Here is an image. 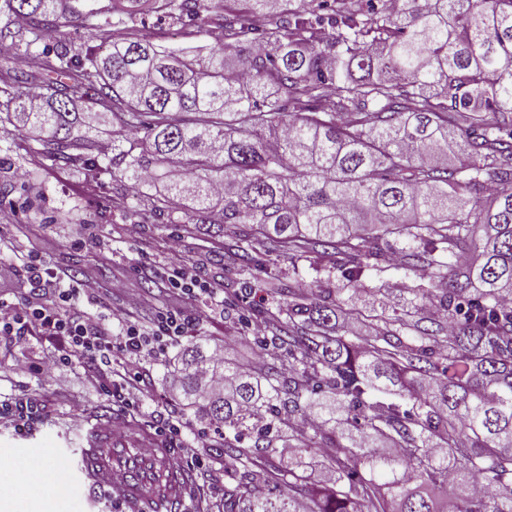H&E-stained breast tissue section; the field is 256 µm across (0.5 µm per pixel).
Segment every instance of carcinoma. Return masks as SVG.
Listing matches in <instances>:
<instances>
[{"label": "carcinoma", "mask_w": 512, "mask_h": 512, "mask_svg": "<svg viewBox=\"0 0 512 512\" xmlns=\"http://www.w3.org/2000/svg\"><path fill=\"white\" fill-rule=\"evenodd\" d=\"M246 2L152 0L188 37L207 13L224 43L203 53L144 37L141 0H0V57L48 77L0 69V136L37 129L45 165L117 190L166 180L154 210L190 234L236 228L252 276L268 240L334 263L354 291L393 262L436 270L413 292L445 328L416 304L355 342L341 302L290 288L287 313L266 312L262 368L183 349L176 393L224 429L241 481L224 512H512V0ZM66 16L89 41L48 47ZM391 237L406 238L395 255ZM209 367L224 392L200 390ZM321 443L333 478L319 484Z\"/></svg>", "instance_id": "1"}]
</instances>
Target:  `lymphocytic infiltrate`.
<instances>
[{
    "mask_svg": "<svg viewBox=\"0 0 512 512\" xmlns=\"http://www.w3.org/2000/svg\"><path fill=\"white\" fill-rule=\"evenodd\" d=\"M170 254V261L162 273L167 287L180 296L203 294L216 303H223V284L201 279L192 273L179 241H172ZM21 265L26 267L33 287L49 285L56 287L57 292L52 300L43 304L0 301V335L26 336L35 331L49 339L63 340V348L44 351L38 362L24 360L18 365L19 371H34L41 385H57L64 367L85 355L100 353L104 356L100 372L102 389L113 402L129 405L128 390L136 382L137 374L128 360L142 349L145 335L175 341L186 335L193 324L184 309H162L157 311L151 330L146 332L128 318L124 310L116 309L112 312V321L120 331L115 335L108 333L99 322L82 315L80 310V301L93 293L94 282L62 286L56 273L45 268L35 255L29 254L19 265L0 262V286L11 282Z\"/></svg>",
    "mask_w": 512,
    "mask_h": 512,
    "instance_id": "lymphocytic-infiltrate-1",
    "label": "lymphocytic infiltrate"
}]
</instances>
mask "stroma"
Returning <instances> with one entry per match:
<instances>
[{"mask_svg": "<svg viewBox=\"0 0 512 512\" xmlns=\"http://www.w3.org/2000/svg\"><path fill=\"white\" fill-rule=\"evenodd\" d=\"M30 136L16 135L0 141V187L10 192L9 202L0 206V258L35 253L42 264L67 282L84 276L97 288L85 310L89 317L108 319L116 307L141 325L151 324L156 308H183L192 318L187 336L177 341L151 340L131 360L139 382L131 391L133 408L109 404L92 380L87 363L66 368L60 385L45 387L29 374L17 371L19 360L41 357L45 342L28 336H0V401H30L33 418L25 429H18L14 418H0V460L23 464L32 479L19 512H32V506L51 496L55 512H132L129 505L105 500L87 504L82 479L74 468L78 423L86 412L109 405L111 415L124 419L122 429L129 442L150 447L157 425L181 423L185 440L173 458L190 465L198 457L199 467H191L197 484L211 506L224 503V457L218 451L222 432L198 419L176 398L172 371L180 352L194 342L206 339L227 361L250 362L252 353L238 345V338L250 334L251 324L264 320L266 310L285 304L288 291L301 289L323 302L344 300L346 306L369 309L378 298L345 290L336 269L314 271L305 263H291L283 248L269 244L273 282L251 281L230 261L229 254L239 243L238 232L226 228L223 235L203 236L177 232L168 216L155 213L150 192L115 191L108 184H92L77 168L43 166L28 151ZM28 172L26 183L14 178L16 170ZM179 238L184 252L198 258V276L224 282V304L215 306L204 297L178 298L163 288L160 271L169 260L171 238ZM125 277L136 290H149L153 304L143 307L129 297H114L112 280ZM424 270L389 268L370 274L367 284L387 289V305L413 301V285L425 278ZM251 291H244V282Z\"/></svg>", "mask_w": 512, "mask_h": 512, "instance_id": "stroma-1", "label": "stroma"}]
</instances>
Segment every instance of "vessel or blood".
<instances>
[{
  "mask_svg": "<svg viewBox=\"0 0 512 512\" xmlns=\"http://www.w3.org/2000/svg\"><path fill=\"white\" fill-rule=\"evenodd\" d=\"M88 446L76 463L84 478L86 498L106 491L119 502H142L152 512H186L192 493L190 471L183 466L167 468L172 451L159 446L151 451L130 447L117 429L100 423L98 413L84 419Z\"/></svg>",
  "mask_w": 512,
  "mask_h": 512,
  "instance_id": "vessel-or-blood-1",
  "label": "vessel or blood"
}]
</instances>
